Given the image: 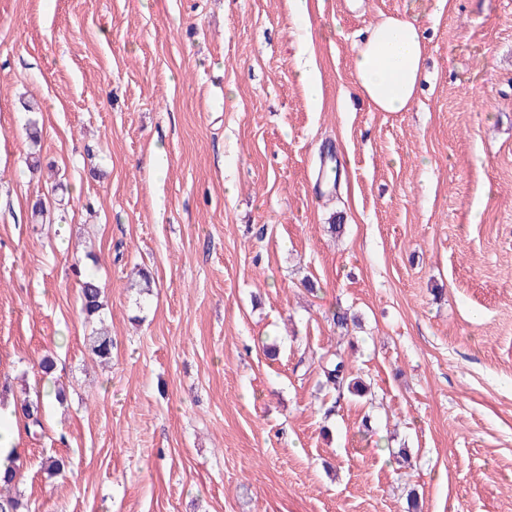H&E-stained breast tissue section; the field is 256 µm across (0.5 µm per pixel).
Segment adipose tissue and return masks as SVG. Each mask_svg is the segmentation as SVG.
<instances>
[{"instance_id":"1","label":"adipose tissue","mask_w":512,"mask_h":512,"mask_svg":"<svg viewBox=\"0 0 512 512\" xmlns=\"http://www.w3.org/2000/svg\"><path fill=\"white\" fill-rule=\"evenodd\" d=\"M424 58L418 18L384 17L356 50L354 83L376 110L406 111L415 101Z\"/></svg>"}]
</instances>
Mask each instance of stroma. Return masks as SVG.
Returning a JSON list of instances; mask_svg holds the SVG:
<instances>
[{
	"instance_id": "stroma-1",
	"label": "stroma",
	"mask_w": 512,
	"mask_h": 512,
	"mask_svg": "<svg viewBox=\"0 0 512 512\" xmlns=\"http://www.w3.org/2000/svg\"><path fill=\"white\" fill-rule=\"evenodd\" d=\"M399 15L423 75L379 112L355 52ZM58 386L24 512H512V0H0V405ZM81 300L84 311L88 316L99 314L104 309L103 292L92 275L87 274L80 283ZM334 359L322 363V372L326 385L337 394L336 399L344 396L345 391L351 395L362 397L368 391V386L359 377L354 376L352 369L344 358L336 353Z\"/></svg>"
}]
</instances>
